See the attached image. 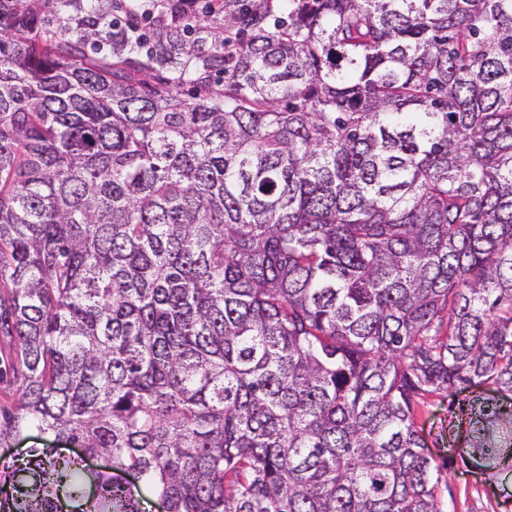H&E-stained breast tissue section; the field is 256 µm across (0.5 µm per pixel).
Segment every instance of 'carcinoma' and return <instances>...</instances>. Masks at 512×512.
<instances>
[{"mask_svg":"<svg viewBox=\"0 0 512 512\" xmlns=\"http://www.w3.org/2000/svg\"><path fill=\"white\" fill-rule=\"evenodd\" d=\"M512 393V0H0V512H441L418 399ZM512 459V407L469 405ZM53 437L41 435L38 431L33 430L28 434V438L16 442L13 445L10 443L8 446L0 447V460L10 461L13 457L20 455L25 456L27 448H46L52 444Z\"/></svg>","mask_w":512,"mask_h":512,"instance_id":"carcinoma-1","label":"carcinoma"}]
</instances>
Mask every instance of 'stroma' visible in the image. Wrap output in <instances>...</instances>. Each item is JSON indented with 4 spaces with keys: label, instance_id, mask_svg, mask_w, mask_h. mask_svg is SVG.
<instances>
[{
    "label": "stroma",
    "instance_id": "stroma-1",
    "mask_svg": "<svg viewBox=\"0 0 512 512\" xmlns=\"http://www.w3.org/2000/svg\"><path fill=\"white\" fill-rule=\"evenodd\" d=\"M488 386L448 394L434 393L415 408L416 426L427 444V454L439 469L435 498L442 512H512V469L480 470L461 459L468 424L459 407L486 396Z\"/></svg>",
    "mask_w": 512,
    "mask_h": 512
}]
</instances>
